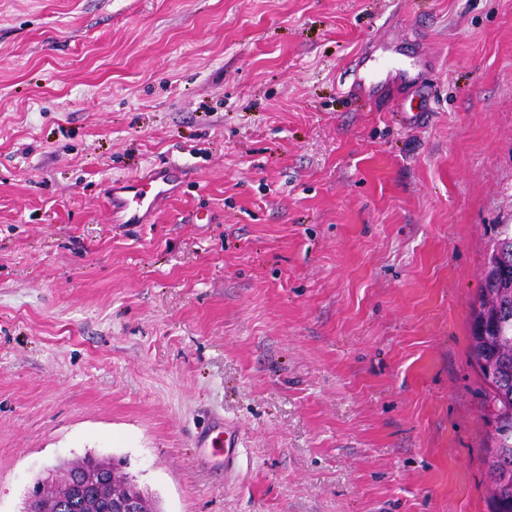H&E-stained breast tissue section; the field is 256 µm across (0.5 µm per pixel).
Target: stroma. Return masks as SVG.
<instances>
[{
  "label": "stroma",
  "mask_w": 512,
  "mask_h": 512,
  "mask_svg": "<svg viewBox=\"0 0 512 512\" xmlns=\"http://www.w3.org/2000/svg\"><path fill=\"white\" fill-rule=\"evenodd\" d=\"M381 47L414 72L357 106ZM501 224L512 0H0V512L88 454L161 512H492ZM182 179L183 171L170 167L154 169L149 175L106 185L103 194L110 200L113 222L146 224L144 217L156 210L170 194L171 188L166 186L178 185Z\"/></svg>",
  "instance_id": "stroma-1"
}]
</instances>
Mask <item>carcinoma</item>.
Segmentation results:
<instances>
[{
    "label": "carcinoma",
    "instance_id": "carcinoma-1",
    "mask_svg": "<svg viewBox=\"0 0 512 512\" xmlns=\"http://www.w3.org/2000/svg\"><path fill=\"white\" fill-rule=\"evenodd\" d=\"M469 356L485 384L484 464L493 512H512V225H499L479 298L471 304Z\"/></svg>",
    "mask_w": 512,
    "mask_h": 512
}]
</instances>
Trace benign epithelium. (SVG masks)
Returning <instances> with one entry per match:
<instances>
[{
	"mask_svg": "<svg viewBox=\"0 0 512 512\" xmlns=\"http://www.w3.org/2000/svg\"><path fill=\"white\" fill-rule=\"evenodd\" d=\"M114 464L95 459L87 464L64 492L70 503L91 499L97 512H157L150 497L133 480H128L122 494H112L110 472Z\"/></svg>",
	"mask_w": 512,
	"mask_h": 512,
	"instance_id": "obj_1",
	"label": "benign epithelium"
}]
</instances>
